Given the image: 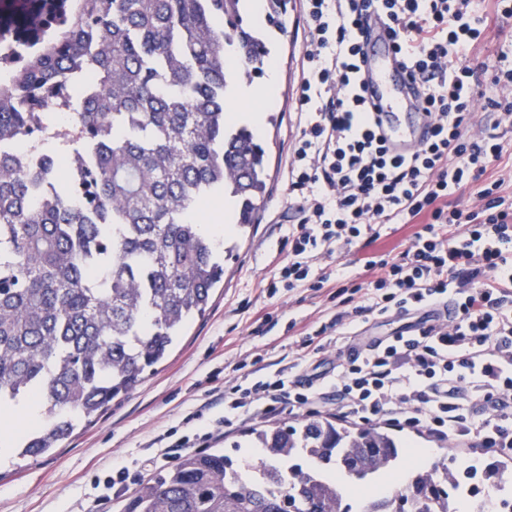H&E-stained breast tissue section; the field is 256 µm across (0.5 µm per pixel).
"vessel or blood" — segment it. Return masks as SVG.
I'll return each instance as SVG.
<instances>
[{
  "instance_id": "obj_1",
  "label": "vessel or blood",
  "mask_w": 512,
  "mask_h": 512,
  "mask_svg": "<svg viewBox=\"0 0 512 512\" xmlns=\"http://www.w3.org/2000/svg\"><path fill=\"white\" fill-rule=\"evenodd\" d=\"M385 20H378L373 34L382 46L381 58L366 57L362 66L366 95L376 106L378 131L396 153H407L422 140L428 118L415 111L406 68L386 34Z\"/></svg>"
}]
</instances>
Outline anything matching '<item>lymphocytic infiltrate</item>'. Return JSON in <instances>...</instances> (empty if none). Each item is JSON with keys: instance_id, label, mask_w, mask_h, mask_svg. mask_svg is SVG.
Segmentation results:
<instances>
[{"instance_id": "f902f5d3", "label": "lymphocytic infiltrate", "mask_w": 512, "mask_h": 512, "mask_svg": "<svg viewBox=\"0 0 512 512\" xmlns=\"http://www.w3.org/2000/svg\"><path fill=\"white\" fill-rule=\"evenodd\" d=\"M417 86L430 128L397 155L373 129L358 60L372 15ZM506 0H302L304 52L288 147V195L300 214L262 279L268 297L308 286L331 310L291 343L267 376L233 366L222 427L248 415L296 419L333 409L338 419L385 421L423 434L453 458L512 455V198L488 170L512 134V69L493 68L476 92L467 59ZM485 114L473 122L475 111ZM476 185L470 201L457 199ZM413 225L398 252L369 254L362 273L330 266L367 249L392 225ZM422 312L410 330L356 343L357 323ZM338 342L329 374L314 357Z\"/></svg>"}]
</instances>
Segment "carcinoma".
Here are the masks:
<instances>
[{
	"label": "carcinoma",
	"mask_w": 512,
	"mask_h": 512,
	"mask_svg": "<svg viewBox=\"0 0 512 512\" xmlns=\"http://www.w3.org/2000/svg\"><path fill=\"white\" fill-rule=\"evenodd\" d=\"M29 2L11 0L0 41L27 43L55 14ZM77 2L0 81V412L38 407L15 439L23 459L133 393L209 308L224 259L191 215L224 195L254 223L265 150L229 123L224 95L275 61L288 0H266L265 29L244 22L242 0ZM58 158L75 171L56 172ZM252 434L251 465L188 453L122 512H351L336 484L383 475L392 512H448L462 480L446 456L404 468L415 450L379 425L309 416ZM482 466L483 487L508 468Z\"/></svg>",
	"instance_id": "cac0c4a2"
}]
</instances>
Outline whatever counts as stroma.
Listing matches in <instances>:
<instances>
[{"label":"stroma","mask_w":512,"mask_h":512,"mask_svg":"<svg viewBox=\"0 0 512 512\" xmlns=\"http://www.w3.org/2000/svg\"><path fill=\"white\" fill-rule=\"evenodd\" d=\"M287 30L273 37L279 71L278 104L263 122L259 140L266 150L267 190L254 224L224 238V286L210 310L195 321L167 361L124 400L113 403L51 453L29 459L0 458V512H121L122 495L98 484L121 461L136 464L142 479L171 466L152 441L190 411L219 400L232 379L231 365L244 354L272 364L288 356L289 333H303L317 318L309 290L297 287L267 297L259 281L277 272L283 255L281 217L298 222L286 187L288 145L297 133L293 107L303 52L299 0H289ZM512 52V19L490 22L469 55L471 67L493 63Z\"/></svg>","instance_id":"1"}]
</instances>
